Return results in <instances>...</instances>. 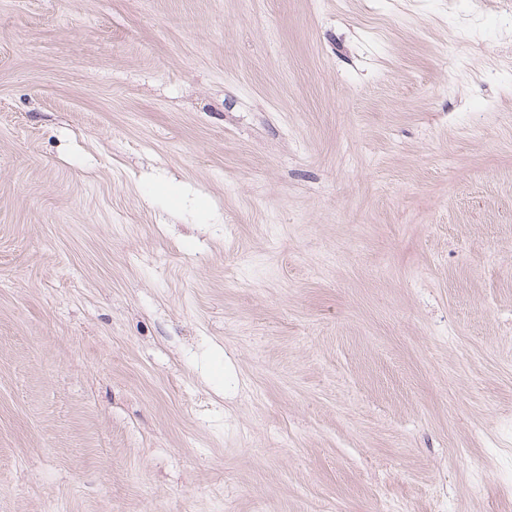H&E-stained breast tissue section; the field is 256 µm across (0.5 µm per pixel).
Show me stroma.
Returning a JSON list of instances; mask_svg holds the SVG:
<instances>
[{
  "instance_id": "stroma-1",
  "label": "stroma",
  "mask_w": 512,
  "mask_h": 512,
  "mask_svg": "<svg viewBox=\"0 0 512 512\" xmlns=\"http://www.w3.org/2000/svg\"><path fill=\"white\" fill-rule=\"evenodd\" d=\"M0 512H512V0H0Z\"/></svg>"
}]
</instances>
